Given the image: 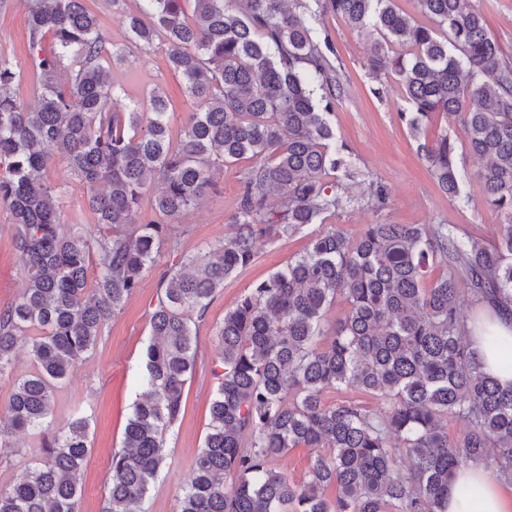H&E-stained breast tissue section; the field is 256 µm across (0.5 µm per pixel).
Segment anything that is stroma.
Segmentation results:
<instances>
[{
	"label": "stroma",
	"instance_id": "stroma-1",
	"mask_svg": "<svg viewBox=\"0 0 512 512\" xmlns=\"http://www.w3.org/2000/svg\"><path fill=\"white\" fill-rule=\"evenodd\" d=\"M484 15L487 34L512 56V0H473ZM306 8L321 15L338 51L344 73L345 94L336 105V132L350 147L360 170L383 185L388 201L379 212L355 207L328 218V225L358 237L365 225L452 224L459 236L494 243L500 215L483 200L477 173L481 163L473 157L459 124L437 114L426 124L428 139L448 134L455 158L464 169V190L470 198L459 207L438 187L417 151L398 112L404 108L403 88L397 76L373 78L370 72L371 41L351 29L341 18L327 12L323 0H304ZM28 52V18L22 0H8L0 9V60L23 64ZM166 46L144 56L131 49L124 65L110 67L108 77L123 87L125 101L148 102L161 92L171 105L170 127L180 133L188 113L182 83L169 68ZM382 88V97L372 94ZM45 176L65 184L60 218L63 224L94 226L95 217L84 203L85 190L70 179L57 151H50ZM240 184L237 169L216 172L215 184L201 202L183 213L175 225L178 246L164 249L157 265L143 275L135 293L105 326L96 345L78 362L72 375L55 392L52 429L63 427L75 410L89 419L91 452L85 467L78 512H102L111 477V458L120 449L138 386V370L151 334V315L158 304L160 285L179 257L197 254L222 243L234 226ZM307 226L292 236L274 235L257 245V258L216 291L202 319L193 330L197 336L195 368L186 384V405L179 421L165 434L166 463L144 502L146 512H177L183 486L192 476L193 462L209 431L210 403L217 388L214 371L220 354L219 330L224 314L254 283L268 277L288 258L300 253L315 233ZM26 286L16 248V226L6 206L0 205V307L9 305ZM39 439L20 434L12 445L0 449V488L12 485L22 470L40 457Z\"/></svg>",
	"mask_w": 512,
	"mask_h": 512
}]
</instances>
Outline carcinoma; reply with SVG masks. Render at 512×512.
Here are the masks:
<instances>
[{"mask_svg":"<svg viewBox=\"0 0 512 512\" xmlns=\"http://www.w3.org/2000/svg\"><path fill=\"white\" fill-rule=\"evenodd\" d=\"M27 2L24 66L39 77L36 108L14 98L19 72L0 65V204L17 224L27 280L0 309V375L28 333L37 336L34 369L0 416V445L37 430L44 457L0 488V512H77L88 418L76 411L46 434L55 388L138 288L174 221L213 186L216 168L252 160L238 175L235 232L163 277L143 391L124 449L112 455L104 505L143 512L194 370L192 315L202 317L224 282L255 261L259 239L323 224L356 203L380 211L387 195L371 181L362 198L348 196L346 182L360 171L333 123L345 87L326 28L293 8L301 0H140L151 24L127 16L130 40L144 55L165 43L191 109L176 144L166 97L143 110L116 105L106 67L126 54L104 38L84 0ZM413 2L430 24L412 23L397 0L325 5L378 35L372 72L399 78L409 105L400 116L418 152L441 191L466 206L448 135L431 142L424 128L436 112L460 123L483 162L485 203L501 216L498 241H462L448 224H367L356 239L327 228L257 281L224 314L210 431L179 512H446L448 481L469 463L512 483V387L474 361L462 312L467 300L512 312V61L471 0ZM51 146L85 188L102 231L61 224L63 190L42 174ZM150 182L155 217L129 232ZM339 299L346 311L329 325L325 312ZM347 389L378 406L322 400ZM450 415L468 425L461 440L448 437ZM292 448L311 451L299 484L272 466Z\"/></svg>","mask_w":512,"mask_h":512,"instance_id":"cac0c4a2","label":"carcinoma"}]
</instances>
